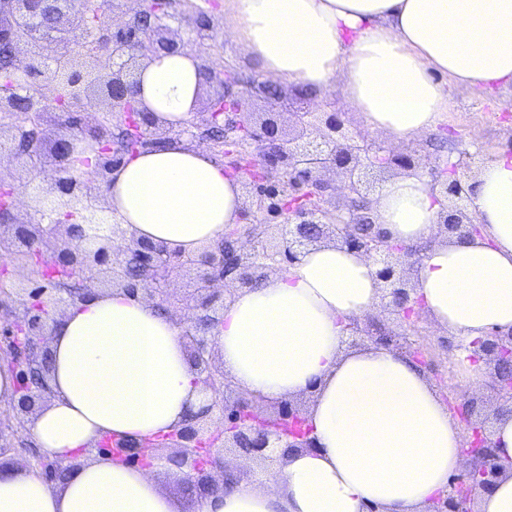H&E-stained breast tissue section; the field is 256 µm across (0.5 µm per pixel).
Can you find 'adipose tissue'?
Returning a JSON list of instances; mask_svg holds the SVG:
<instances>
[{"label": "adipose tissue", "mask_w": 512, "mask_h": 512, "mask_svg": "<svg viewBox=\"0 0 512 512\" xmlns=\"http://www.w3.org/2000/svg\"><path fill=\"white\" fill-rule=\"evenodd\" d=\"M224 36L303 92L342 83L365 123L397 141L421 138L447 112L437 75L512 86V0H226ZM200 65L181 53L146 60L139 109L186 127L203 88ZM104 194L130 235L187 254L241 221L239 178L205 146L178 138L125 158ZM470 197L483 229L468 239L439 237V206L418 174L385 180L371 216L389 242L422 247L416 294L460 343L454 362L471 394L485 377L467 344L512 331V150L480 166ZM381 295L372 258L318 242L287 271L225 300L212 330L225 375L267 406L311 394L318 449L253 477L228 471L223 489L195 493L186 509L163 485L164 461L144 470L84 457L110 434L164 435L206 404L185 325L139 293H90L51 323L48 401L26 420L38 447L66 468L53 482L1 470L0 512H421L464 469L462 438L410 356L345 345L348 322L375 313Z\"/></svg>", "instance_id": "1"}]
</instances>
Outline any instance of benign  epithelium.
<instances>
[{
    "mask_svg": "<svg viewBox=\"0 0 512 512\" xmlns=\"http://www.w3.org/2000/svg\"><path fill=\"white\" fill-rule=\"evenodd\" d=\"M138 9L132 22L114 31L101 17L125 7L123 0H81L72 8L71 0H0V48L16 54L30 52L28 62L13 66L11 86L0 91V112L13 122L8 137L0 138V147L9 148L38 167L45 157L46 133L37 128L30 133L24 118L15 112L19 102L43 116L50 110L61 113L50 148L51 161L59 173L49 190L30 188L36 206L21 212L17 202L6 205L9 218L0 220L9 231H0V256H11L24 249L39 253L52 240H61L55 262L68 265L77 277L88 283L72 290L51 282H36L29 293L35 302L20 303L14 312L9 333L23 337L27 350V369L21 371L24 383L17 411L31 408L34 398L47 397L46 360L40 352L47 335L50 312L64 308L91 292L98 276L112 286H127L131 257L138 258L148 270L143 280L147 301L157 305L168 299L171 277L193 270L198 297L192 307L193 319L183 336L191 349V361L201 382L211 395V403L180 427L161 438V443L117 442L113 459L124 464L151 466L160 458L158 449L175 448L168 457L173 465L188 468L185 482L204 490L214 489L211 471L224 469V457L216 448H232L253 459L273 458L277 448L290 451L314 449L312 430L291 432L286 427L294 421L306 423L304 409L284 401L273 411L260 412L254 401L239 397L229 404L223 393L229 386L223 368L215 363V347L209 333L224 309L225 293L252 286L253 275L280 272L293 265L301 252L321 240L339 243L350 250L374 258L376 275L383 287L382 305L392 309L410 332L396 333L375 322L354 321L347 325L348 340L355 346L364 339L409 355L418 364L428 365L429 351L417 338L415 321L421 313V301L415 289L408 287L406 268L419 263L416 249L393 247L382 235L372 242L358 233L364 220L357 201H369L367 176L376 169L397 171L420 170L439 187L444 199L438 224L447 233L460 238L481 235V225L469 213V166L464 159L455 162L426 163L417 151H396L389 146L351 134L345 128L344 113L327 103L321 107L304 97H288L281 89L267 96V82L255 78L243 85L227 69L207 63L202 51L214 41L216 26L201 7L194 11H171L166 0H136ZM152 18L147 28L135 27L134 21ZM187 32V38L181 32ZM188 51L202 62L205 83L210 89L209 106L196 111L195 122L187 129L197 143L209 145L204 130L217 118L224 117V147L231 154L247 156L246 173L254 191L252 208L276 223L271 231L255 233L254 224H236L231 230L234 240L233 267L224 261V246L217 244L196 254H183L148 240L126 237L118 223H101L108 206L90 192L88 184L74 175H65L71 160L86 151L98 154L96 173L113 171L125 158L112 154L102 142L105 133L129 120V106L136 71L130 68L135 58L149 59L161 52ZM106 56L112 67L103 80L106 108L100 111L95 125L83 132L77 122L66 118L64 100L85 110L92 84L91 72L81 61L90 63ZM50 79L49 94L41 92L42 83ZM264 98L273 110L289 112L294 134L286 135L272 119L260 121L254 113V99ZM139 147L154 146L170 139L171 131L157 122L153 113H137ZM334 176L341 183L330 182ZM344 202H336V190ZM61 211H81L85 228L53 219ZM469 359L492 366L485 387L500 400L499 409L512 408V332H495L473 350ZM448 411L462 431L463 453L469 460L464 479L454 480L438 496L430 499L426 512H476L478 494L490 489L512 464L505 465L492 439L495 427L475 417L478 397L444 396Z\"/></svg>",
    "mask_w": 512,
    "mask_h": 512,
    "instance_id": "obj_1",
    "label": "benign epithelium"
}]
</instances>
